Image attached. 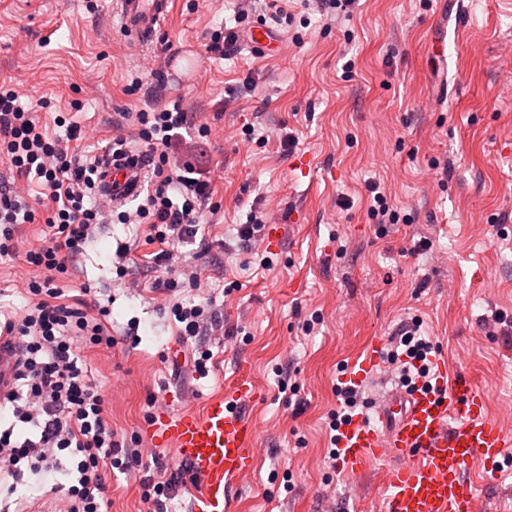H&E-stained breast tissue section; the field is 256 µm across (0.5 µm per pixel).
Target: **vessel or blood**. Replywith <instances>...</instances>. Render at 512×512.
Instances as JSON below:
<instances>
[{
    "instance_id": "obj_1",
    "label": "vessel or blood",
    "mask_w": 512,
    "mask_h": 512,
    "mask_svg": "<svg viewBox=\"0 0 512 512\" xmlns=\"http://www.w3.org/2000/svg\"><path fill=\"white\" fill-rule=\"evenodd\" d=\"M121 24L138 43L152 42L169 12L168 0H116ZM141 156H105L97 185L113 206H125L142 191ZM14 337L0 335V394L10 391L17 354ZM383 340L353 358L345 384L360 385L381 365ZM254 385L237 378L225 393L200 409L162 411L146 426L158 447L169 448L198 481L193 512H229L234 490L256 468L255 423L240 409ZM489 395L473 380L437 363L430 385L393 390L339 429L336 462L350 474L383 464L380 512H478L479 492L468 473L472 464L498 472L512 446V433L488 413Z\"/></svg>"
}]
</instances>
